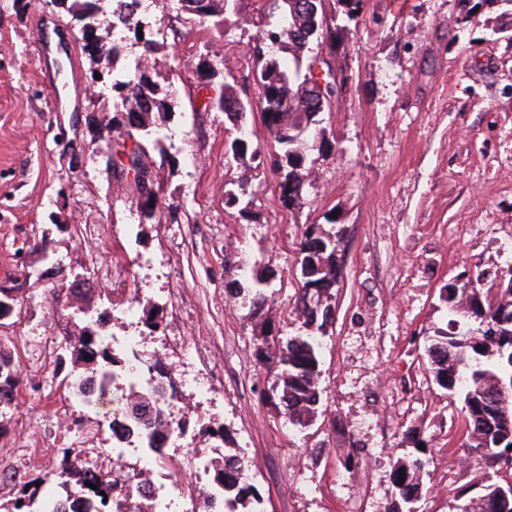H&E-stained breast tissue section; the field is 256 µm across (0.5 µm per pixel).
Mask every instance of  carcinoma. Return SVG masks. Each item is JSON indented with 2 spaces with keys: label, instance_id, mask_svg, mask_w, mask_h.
<instances>
[{
  "label": "carcinoma",
  "instance_id": "carcinoma-1",
  "mask_svg": "<svg viewBox=\"0 0 512 512\" xmlns=\"http://www.w3.org/2000/svg\"><path fill=\"white\" fill-rule=\"evenodd\" d=\"M72 17L91 7L95 0H58ZM245 0H181V8L190 18L202 25L222 29L229 16H239ZM363 0H267L263 14L253 21L258 34L249 43L251 82L258 93L260 112L266 127L277 145L274 172L279 179V201L293 209L303 204L306 171L312 169L324 149L330 145L319 114L330 112L336 99V88L328 89L322 99L310 97L312 91L305 83L310 63L304 62L310 45L320 47V53L335 57L336 38L345 31L339 24L343 18H352L362 8ZM141 0H104L106 15L121 31L120 39L98 55V60L112 64L113 98L120 100L122 109L112 117L113 124L126 128L128 138L139 131L148 136L146 142H136L137 156L146 154L148 147H158L161 130L152 121L155 112H172L175 100L160 82L162 75L151 72L147 66H132L127 57L129 35L152 33V26L162 24L141 15H133ZM201 88L211 89L204 103L207 111L224 113L230 124L229 144L239 153V162L245 167L261 159V149L254 146L244 132L243 117L253 108L252 100L241 96L237 84L227 80L216 82L221 72L201 53L196 64ZM140 170L146 184L138 186L141 213L152 221L165 203L156 189L154 175L145 165ZM251 182H238L224 191V205L244 213L251 203ZM340 238L334 232L317 233L312 230L300 242L301 293L296 310L308 329L304 335L278 339L270 334L262 336L261 343L270 350L269 359L280 402L288 411V423L303 427L310 423L320 402L318 386L320 348L326 336V326L332 324L330 301L338 283L337 260ZM239 289L252 295L251 315H258L267 301L270 279L257 270L244 276ZM506 286L488 297L483 291V277L475 278L452 289L445 298L448 312L455 316L451 323H460L459 329L442 331L431 339L427 347L435 381L462 402V412L468 433L463 452L471 460L487 469L497 467L499 449L512 446V415L499 414V404L508 401L512 406V268L503 272ZM97 346L104 367L103 379L112 378V366L118 360L105 338L91 328H84L77 336L66 338L64 356L56 360L62 366L68 362L77 365L91 361V346ZM18 372L13 360L0 354V406L10 405L18 388ZM125 418L133 423L150 426L158 412V399L153 394L139 395L127 402ZM426 460L414 456L397 465L405 477L398 486L403 500L411 502L420 490V477ZM95 488L88 487V484ZM214 484L224 487V503L228 512L246 507L255 497L254 487L248 483L246 465L237 456L224 458L216 466ZM47 492L55 498L59 509L55 512H74L72 504L85 497L97 498V512H112V479L110 474L95 473L82 466L80 460L66 452L53 481L46 487L25 485L19 495L7 505L0 504V512H40L39 496ZM473 512H512V492L504 497L484 489L476 499Z\"/></svg>",
  "mask_w": 512,
  "mask_h": 512
}]
</instances>
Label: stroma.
I'll return each instance as SVG.
<instances>
[{
    "instance_id": "35a3bbf8",
    "label": "stroma",
    "mask_w": 512,
    "mask_h": 512,
    "mask_svg": "<svg viewBox=\"0 0 512 512\" xmlns=\"http://www.w3.org/2000/svg\"><path fill=\"white\" fill-rule=\"evenodd\" d=\"M256 9L249 0L222 32L187 24L178 0L153 8L164 19L156 59L175 52L187 65L166 75L176 110L152 116L165 138L146 163L168 208L149 222L132 173L113 163L125 135L112 89L91 86L96 64L71 15L0 0V281L21 282L0 320L19 379L0 408V503L55 471L64 450L102 464L110 433L69 408L75 379L45 347L88 324L132 330L171 364L205 353L198 370L213 394H182L187 445L219 462L244 453L263 512H461V490L478 495L461 401L436 384L426 347L448 327L449 290L512 267V0H365L336 42L349 84L322 116L333 148L293 210L277 200L271 163L249 171L226 154L224 115L203 110L193 69L205 52L245 75ZM60 95L73 111H58ZM245 177L255 196L241 213L224 189ZM313 228L339 231V278L320 407L296 430L258 349L261 334L301 332L298 252ZM244 264L271 279L255 317L236 291ZM132 303L158 311L159 327L124 326ZM416 455L428 465L408 503L394 471Z\"/></svg>"
}]
</instances>
